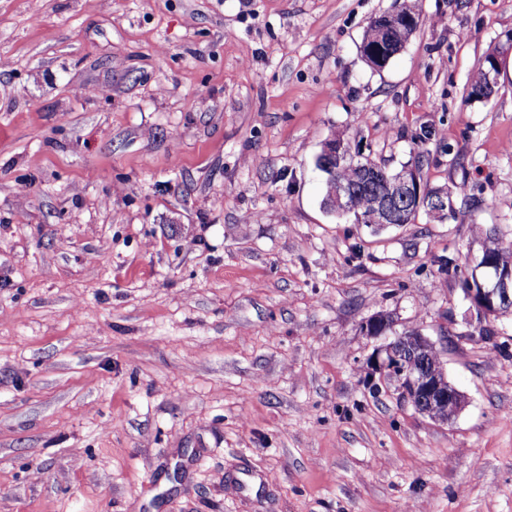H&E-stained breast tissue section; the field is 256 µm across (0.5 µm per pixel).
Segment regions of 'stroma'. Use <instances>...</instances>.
I'll use <instances>...</instances> for the list:
<instances>
[{
	"label": "stroma",
	"instance_id": "obj_1",
	"mask_svg": "<svg viewBox=\"0 0 512 512\" xmlns=\"http://www.w3.org/2000/svg\"><path fill=\"white\" fill-rule=\"evenodd\" d=\"M395 2L0 0V512H512V315L463 289L512 241V0H422L376 72ZM335 135L453 214L323 209ZM374 316L454 419L373 371ZM420 0H403L401 9L411 17L412 22L399 27L386 29L379 40L380 21L370 23L363 37L360 53L366 64L373 70L381 71L400 54V51L414 35L421 21ZM377 46V53L371 54L369 50ZM493 60L494 56L488 55L485 58L483 65H481L472 76L466 101L472 102L488 99L496 92L497 83L495 80L496 75L498 74V62L496 71H492L490 75L488 69V67H492ZM391 329V322L383 316L372 317L365 323L364 330L367 335L389 338L376 352L374 370L396 382L400 395L419 413L435 419L432 416V409L436 406H447V414L443 421L456 416L465 405V396L448 382L442 363L439 367L434 365L428 371L416 365L413 360L407 359L402 351L406 345L415 353L423 355L434 347V344L417 331L405 332L390 339L386 335ZM425 360L429 367L439 362L433 348L423 358V361Z\"/></svg>",
	"mask_w": 512,
	"mask_h": 512
}]
</instances>
